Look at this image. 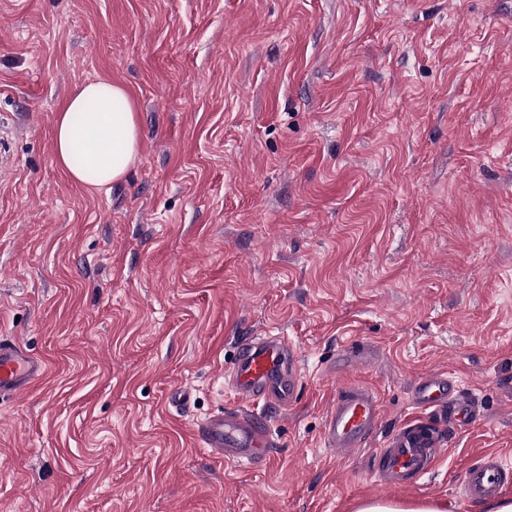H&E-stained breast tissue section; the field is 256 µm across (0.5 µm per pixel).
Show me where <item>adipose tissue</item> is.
<instances>
[{"label": "adipose tissue", "instance_id": "1", "mask_svg": "<svg viewBox=\"0 0 512 512\" xmlns=\"http://www.w3.org/2000/svg\"><path fill=\"white\" fill-rule=\"evenodd\" d=\"M56 165L75 184L103 189L127 177L141 154L137 109L124 84H81L57 112L53 127Z\"/></svg>", "mask_w": 512, "mask_h": 512}]
</instances>
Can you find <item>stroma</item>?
<instances>
[{"instance_id":"stroma-1","label":"stroma","mask_w":512,"mask_h":512,"mask_svg":"<svg viewBox=\"0 0 512 512\" xmlns=\"http://www.w3.org/2000/svg\"><path fill=\"white\" fill-rule=\"evenodd\" d=\"M98 79L142 138L99 192L52 148ZM0 119V336L48 368L0 401V512H477L464 470L512 465V0H0ZM260 335L305 372L240 468L193 427ZM435 370L480 416L414 491L322 445L343 387L378 395L382 439ZM443 505L436 499L417 502L401 500H367L360 503L354 512H445Z\"/></svg>"}]
</instances>
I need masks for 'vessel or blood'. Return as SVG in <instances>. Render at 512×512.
<instances>
[{
  "mask_svg": "<svg viewBox=\"0 0 512 512\" xmlns=\"http://www.w3.org/2000/svg\"><path fill=\"white\" fill-rule=\"evenodd\" d=\"M45 373L42 360L17 340L0 336V399L29 390ZM224 376L248 407L208 416L197 424L195 436L214 457L240 466L258 464L273 446L272 414L288 409L296 400L301 360L285 337L251 336L241 342L238 356ZM410 395L420 416L394 429L380 448H372L374 478L399 490L415 488L445 455L442 421L472 422L478 417L475 405L444 372L417 377ZM381 419V406L371 389L359 384L346 386L337 392L325 416L323 444L346 455L371 448ZM461 487L467 502L498 497L512 487V468L496 455H483L463 472Z\"/></svg>",
  "mask_w": 512,
  "mask_h": 512,
  "instance_id": "obj_1",
  "label": "vessel or blood"
}]
</instances>
